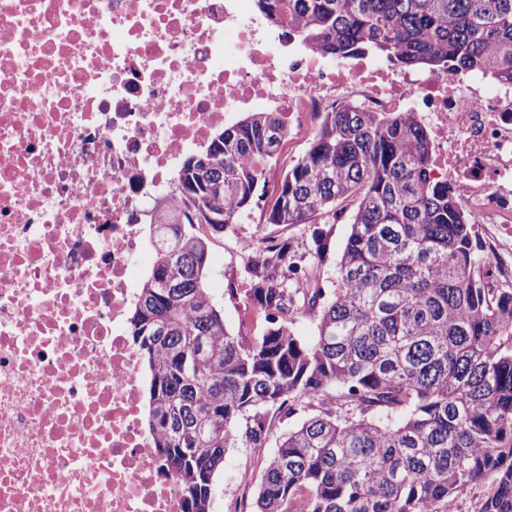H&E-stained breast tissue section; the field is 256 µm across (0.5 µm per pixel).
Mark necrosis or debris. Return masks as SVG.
<instances>
[{"mask_svg":"<svg viewBox=\"0 0 512 512\" xmlns=\"http://www.w3.org/2000/svg\"><path fill=\"white\" fill-rule=\"evenodd\" d=\"M412 112L428 173L512 225V83L331 59L255 0H0V512H184L127 313L184 158L242 112L289 141Z\"/></svg>","mask_w":512,"mask_h":512,"instance_id":"4bbe7bcc","label":"necrosis or debris"}]
</instances>
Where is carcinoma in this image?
<instances>
[{
    "mask_svg": "<svg viewBox=\"0 0 512 512\" xmlns=\"http://www.w3.org/2000/svg\"><path fill=\"white\" fill-rule=\"evenodd\" d=\"M258 3L337 59L377 52L512 83V0ZM286 136L274 112L218 132L184 161L180 205L149 224L155 259L130 333L184 512H211L226 450L261 447L299 407L308 414L269 460L258 512H448L475 489L477 512H512V288L493 286L471 215L429 178L428 131L411 112H325L270 192L245 159L273 158ZM267 195V224L346 218L350 233L331 288L285 242L242 245L244 298L269 323L243 342L206 286L209 236ZM299 318L316 325L313 341L295 336Z\"/></svg>",
    "mask_w": 512,
    "mask_h": 512,
    "instance_id": "cac0c4a2",
    "label": "carcinoma"
}]
</instances>
